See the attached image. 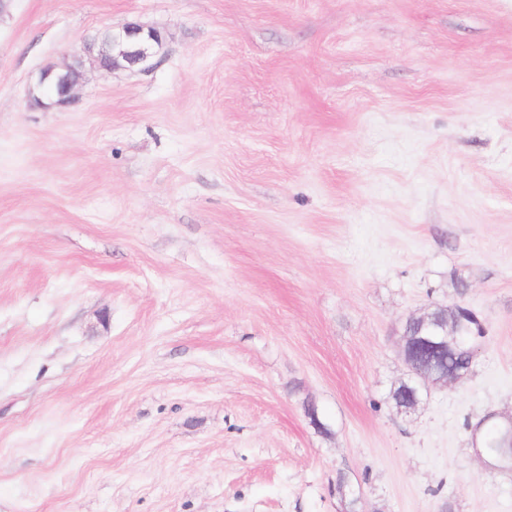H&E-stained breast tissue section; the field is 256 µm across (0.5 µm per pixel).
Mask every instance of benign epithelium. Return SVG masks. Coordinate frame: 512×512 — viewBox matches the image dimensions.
<instances>
[{
  "instance_id": "benign-epithelium-1",
  "label": "benign epithelium",
  "mask_w": 512,
  "mask_h": 512,
  "mask_svg": "<svg viewBox=\"0 0 512 512\" xmlns=\"http://www.w3.org/2000/svg\"><path fill=\"white\" fill-rule=\"evenodd\" d=\"M112 46V56L104 58L95 55L100 40L86 45V53L96 65L106 71L121 65L127 67L145 66L163 44L164 35L153 27L141 24H127L122 29L106 32ZM83 74L75 67L58 69L46 67L39 72L34 85L29 89V97L38 104L42 97L50 96L54 104L66 106L75 99V89L81 83ZM430 321V328L419 332L412 341L402 340L404 360L413 378L420 386L429 383L446 384L457 382L465 373L448 368V361L441 355L451 351L458 339L469 329L457 320H448V308L439 307L421 317Z\"/></svg>"
}]
</instances>
